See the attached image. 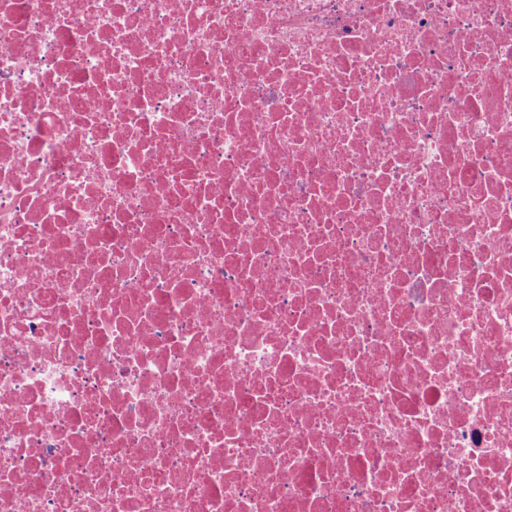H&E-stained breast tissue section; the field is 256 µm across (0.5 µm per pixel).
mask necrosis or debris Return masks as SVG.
Returning <instances> with one entry per match:
<instances>
[{"mask_svg":"<svg viewBox=\"0 0 512 512\" xmlns=\"http://www.w3.org/2000/svg\"><path fill=\"white\" fill-rule=\"evenodd\" d=\"M0 512H512V0H0Z\"/></svg>","mask_w":512,"mask_h":512,"instance_id":"obj_1","label":"necrosis or debris"}]
</instances>
